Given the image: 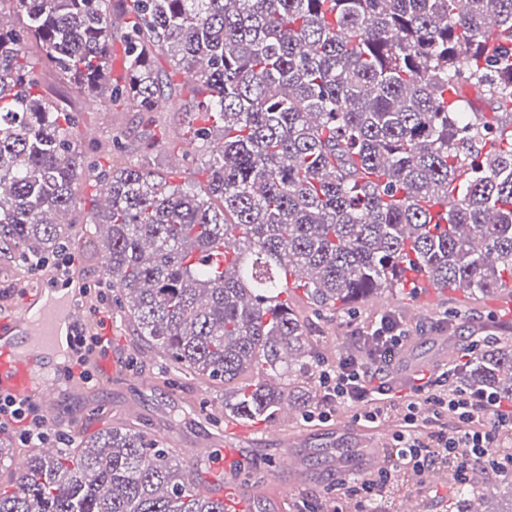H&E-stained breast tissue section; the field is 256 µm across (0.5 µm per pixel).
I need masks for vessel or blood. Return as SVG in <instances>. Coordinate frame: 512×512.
<instances>
[{"instance_id":"obj_1","label":"vessel or blood","mask_w":512,"mask_h":512,"mask_svg":"<svg viewBox=\"0 0 512 512\" xmlns=\"http://www.w3.org/2000/svg\"><path fill=\"white\" fill-rule=\"evenodd\" d=\"M86 283L80 272H73L59 295L32 289L23 304L10 312H0V390L21 399L41 403L47 416H54L60 390V365L51 362L49 351L61 334L76 336L84 323L80 299ZM248 430L241 425H227L224 431V475H212L210 448L190 449L194 471L202 486L223 501L224 512H255L248 489L241 486L236 462L238 443Z\"/></svg>"}]
</instances>
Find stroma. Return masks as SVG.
<instances>
[{"label":"stroma","instance_id":"1","mask_svg":"<svg viewBox=\"0 0 512 512\" xmlns=\"http://www.w3.org/2000/svg\"><path fill=\"white\" fill-rule=\"evenodd\" d=\"M44 85L54 101L76 108L80 129L95 130V139L76 141L92 165L106 164L112 140L119 135L131 155L166 176L169 182L204 183L201 170L181 158L191 121L187 97L172 96L164 111L148 114L80 97L70 84L50 73L45 74ZM95 193L96 182L92 179L80 180L75 187L76 204L69 215L66 254L87 281L88 296L83 305L88 320L98 319L102 314L110 317L112 351L126 360L130 370L118 382L97 378L78 395L69 387H62L57 412L48 421L52 438L66 439L76 433L89 436L111 426L131 425L178 451L201 441L223 447V385L180 372L159 349L144 343L131 321L123 316L102 259L92 249L93 241L100 235L98 226L87 221ZM43 277V272L17 267L11 259L0 257V310L20 306L26 291ZM292 302L317 342L316 361L321 365L343 358L348 337L361 328L385 315L400 317L409 331L404 349L406 362L397 366L392 376L394 384L402 389L408 387L415 373L453 361L457 347L481 344L488 319L500 320L501 345L512 344V307H502V298L496 294L434 292L424 320L414 316V295L395 294L386 289L346 314L315 312L300 295L293 297ZM441 317L448 320L447 330H432L433 320ZM357 414V408L341 406L325 422H310L299 414L284 423L288 434L306 440L310 469L300 477L276 469V462L287 451L282 443L260 433L243 443L242 458L248 465L245 477L260 482L264 489L255 512H277L276 502L269 494L273 487L287 488L293 499L310 496L333 504L338 480L349 481L354 477L350 471L338 472L337 460L353 462L359 448L367 446L377 435L376 429L357 422Z\"/></svg>","mask_w":512,"mask_h":512}]
</instances>
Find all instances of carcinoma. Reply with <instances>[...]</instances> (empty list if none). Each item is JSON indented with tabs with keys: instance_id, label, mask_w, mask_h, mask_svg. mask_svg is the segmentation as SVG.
<instances>
[{
	"instance_id": "1",
	"label": "carcinoma",
	"mask_w": 512,
	"mask_h": 512,
	"mask_svg": "<svg viewBox=\"0 0 512 512\" xmlns=\"http://www.w3.org/2000/svg\"><path fill=\"white\" fill-rule=\"evenodd\" d=\"M0 0V254L63 249L74 185L91 177L78 95L165 106L164 54L186 76L207 191L171 185L114 150L93 245L139 336L179 370L224 384V414L308 412L314 364L286 296L352 311L378 291L512 288V0ZM128 18L112 76L110 11ZM472 88L493 106L476 111ZM303 282H290L295 271ZM512 398V347L490 337L457 373ZM466 486L448 508L470 512ZM512 512V486H485ZM0 512H224L175 451L110 427L0 486Z\"/></svg>"
}]
</instances>
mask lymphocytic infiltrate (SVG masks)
<instances>
[{"label":"lymphocytic infiltrate","mask_w":512,"mask_h":512,"mask_svg":"<svg viewBox=\"0 0 512 512\" xmlns=\"http://www.w3.org/2000/svg\"><path fill=\"white\" fill-rule=\"evenodd\" d=\"M361 336L363 357L319 369L322 397L317 413L323 419L330 406L351 404L359 407V418L365 422L379 423L392 417L400 421L394 436V465L339 485L343 495L359 498L361 512L388 504L403 467L423 476L436 466H452L464 484L474 480L477 467L497 471L512 467V409L490 395L449 387L452 371L445 367L421 382L410 398L394 401L390 369L405 347L407 330L401 321L384 316ZM75 346L66 375L91 382L95 365L108 357L112 341L98 331L82 332L76 336ZM8 422L21 427L20 439L28 447H40L49 437L39 407L1 392L0 425Z\"/></svg>","instance_id":"f902f5d3"}]
</instances>
